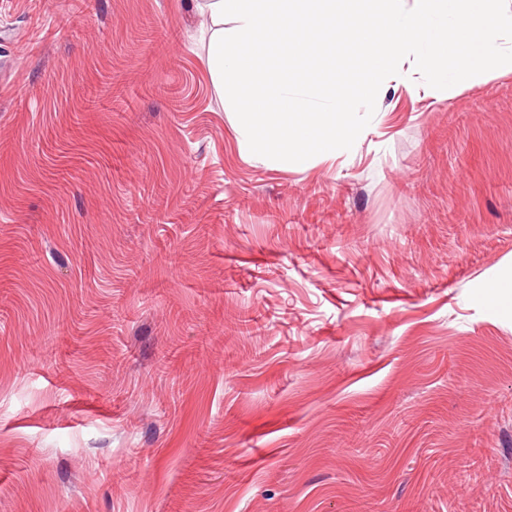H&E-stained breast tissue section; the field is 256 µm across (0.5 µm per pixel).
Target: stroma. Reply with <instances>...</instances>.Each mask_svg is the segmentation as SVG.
Masks as SVG:
<instances>
[{
	"mask_svg": "<svg viewBox=\"0 0 512 512\" xmlns=\"http://www.w3.org/2000/svg\"><path fill=\"white\" fill-rule=\"evenodd\" d=\"M213 28L0 0V512H512V72L291 163Z\"/></svg>",
	"mask_w": 512,
	"mask_h": 512,
	"instance_id": "35a3bbf8",
	"label": "stroma"
}]
</instances>
